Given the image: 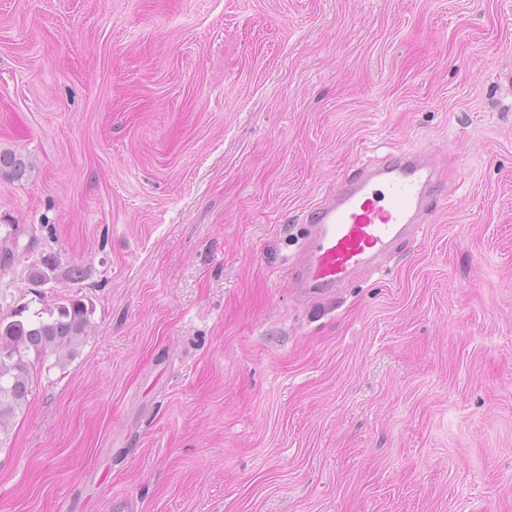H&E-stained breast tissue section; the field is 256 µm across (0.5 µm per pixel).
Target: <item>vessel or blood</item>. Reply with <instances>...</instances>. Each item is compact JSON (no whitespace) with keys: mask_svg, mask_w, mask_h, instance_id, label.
<instances>
[{"mask_svg":"<svg viewBox=\"0 0 512 512\" xmlns=\"http://www.w3.org/2000/svg\"><path fill=\"white\" fill-rule=\"evenodd\" d=\"M441 184L427 154L398 151L360 167L308 215L310 235L295 268L306 293L342 287L413 237Z\"/></svg>","mask_w":512,"mask_h":512,"instance_id":"b4317fda","label":"vessel or blood"}]
</instances>
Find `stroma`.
<instances>
[{
	"label": "stroma",
	"instance_id": "stroma-1",
	"mask_svg": "<svg viewBox=\"0 0 512 512\" xmlns=\"http://www.w3.org/2000/svg\"><path fill=\"white\" fill-rule=\"evenodd\" d=\"M510 70L512 0H0V317L90 320L0 512H512ZM411 149L418 235L306 300L308 210ZM27 169L25 157L11 151L0 152V175L6 174L13 178L22 177Z\"/></svg>",
	"mask_w": 512,
	"mask_h": 512
}]
</instances>
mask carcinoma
I'll use <instances>...</instances> for the list:
<instances>
[{"mask_svg": "<svg viewBox=\"0 0 512 512\" xmlns=\"http://www.w3.org/2000/svg\"><path fill=\"white\" fill-rule=\"evenodd\" d=\"M25 157L0 152V175L23 176ZM52 268L45 263L30 266L28 280L40 285L51 279ZM89 311L86 304L70 300L35 320L0 318V449L11 442L12 422L25 414L34 384L35 361L51 354L62 362L73 357L87 335Z\"/></svg>", "mask_w": 512, "mask_h": 512, "instance_id": "cac0c4a2", "label": "carcinoma"}]
</instances>
